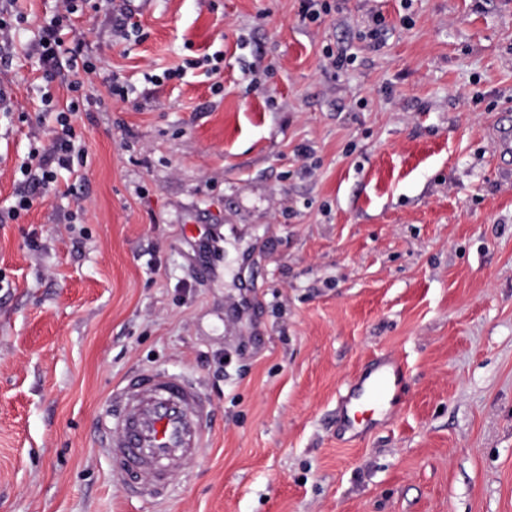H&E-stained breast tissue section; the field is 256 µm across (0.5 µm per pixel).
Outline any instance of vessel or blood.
<instances>
[{"mask_svg": "<svg viewBox=\"0 0 512 512\" xmlns=\"http://www.w3.org/2000/svg\"><path fill=\"white\" fill-rule=\"evenodd\" d=\"M405 378L394 358L362 376L338 400L344 427L356 436L366 434L377 412L396 409ZM212 416V403L196 381L161 367L114 384L97 417V431L126 494L165 498L170 477L205 448Z\"/></svg>", "mask_w": 512, "mask_h": 512, "instance_id": "vessel-or-blood-1", "label": "vessel or blood"}]
</instances>
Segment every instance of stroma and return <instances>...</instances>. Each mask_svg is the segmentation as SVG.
<instances>
[{"label": "stroma", "mask_w": 512, "mask_h": 512, "mask_svg": "<svg viewBox=\"0 0 512 512\" xmlns=\"http://www.w3.org/2000/svg\"><path fill=\"white\" fill-rule=\"evenodd\" d=\"M337 4L153 0L138 42L122 0L73 15L85 163L0 223V512H512V0ZM0 7L28 17L0 48L3 211L71 73L27 52L57 0ZM385 354L406 403L341 434ZM152 367L214 407L161 503L124 495L95 429Z\"/></svg>", "instance_id": "35a3bbf8"}]
</instances>
